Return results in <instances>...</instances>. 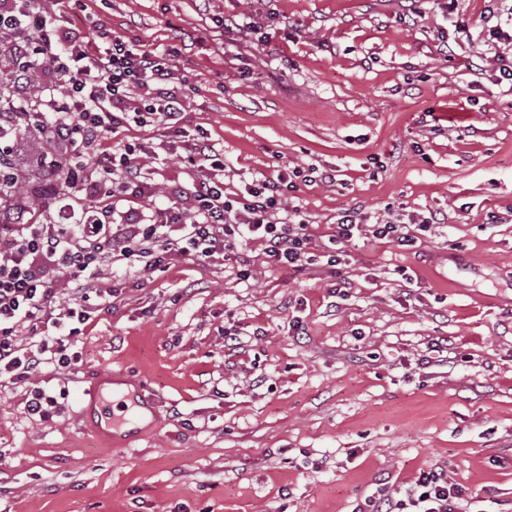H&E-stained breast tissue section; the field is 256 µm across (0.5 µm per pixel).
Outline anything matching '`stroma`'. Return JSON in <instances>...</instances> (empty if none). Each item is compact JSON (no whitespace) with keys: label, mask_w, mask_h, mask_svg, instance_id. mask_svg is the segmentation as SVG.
Instances as JSON below:
<instances>
[{"label":"stroma","mask_w":512,"mask_h":512,"mask_svg":"<svg viewBox=\"0 0 512 512\" xmlns=\"http://www.w3.org/2000/svg\"><path fill=\"white\" fill-rule=\"evenodd\" d=\"M511 10L86 0L88 39L103 24L169 51L187 134L223 149L228 189L291 182L315 252L354 207L372 223H438L409 248L359 238L337 269H276L250 240L148 280L101 272L111 310L61 321L79 330L74 365L0 380V512H358L433 466L471 512H512V83L493 70L505 45L484 35ZM450 19L472 37L448 48ZM123 136L161 141L149 127ZM141 164L154 195L119 210L139 217L191 197L182 151L159 147ZM435 340L447 350L421 364ZM108 372L133 376L155 409L118 446L79 414ZM38 389L61 396L51 417L27 411Z\"/></svg>","instance_id":"stroma-1"}]
</instances>
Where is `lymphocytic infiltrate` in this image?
I'll return each instance as SVG.
<instances>
[{
    "label": "lymphocytic infiltrate",
    "instance_id": "1",
    "mask_svg": "<svg viewBox=\"0 0 512 512\" xmlns=\"http://www.w3.org/2000/svg\"><path fill=\"white\" fill-rule=\"evenodd\" d=\"M43 0H0V34H14L20 57L36 58L48 75L41 96L29 101L31 119L47 115L57 159L56 179L70 188L63 210L66 223L10 225L0 246V377L22 380L53 354L58 367L78 358L74 334L53 335L59 275H67L70 308L65 316L86 321V303L97 297L110 310L111 286H94L104 268L135 269L140 277L176 259L203 261L216 252H231L243 239L262 240L267 264L298 269L312 264L308 221L300 209L282 206V179L261 176L239 191L224 187V160L207 134L187 144L188 161L199 176L187 209L152 213L146 222H117L116 198H149L153 187L137 160L148 148L116 140L124 127L150 126L164 137H179L185 118L186 93L166 57L133 48L111 30L98 42L81 37L62 11L46 10ZM176 235H164L167 226ZM372 238L408 247L417 229L390 221L366 224L358 210L336 218L328 263H341L346 244L362 231ZM30 340L21 343L20 330ZM464 491L440 469L420 472L414 484L397 496L381 491L368 498V512H463Z\"/></svg>",
    "mask_w": 512,
    "mask_h": 512
}]
</instances>
